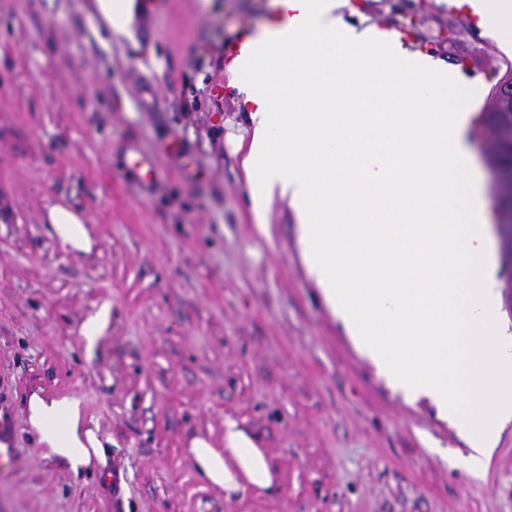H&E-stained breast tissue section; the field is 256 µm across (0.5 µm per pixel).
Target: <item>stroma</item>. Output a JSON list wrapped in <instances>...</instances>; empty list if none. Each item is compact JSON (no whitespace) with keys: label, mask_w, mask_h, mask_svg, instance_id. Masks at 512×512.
Returning <instances> with one entry per match:
<instances>
[{"label":"stroma","mask_w":512,"mask_h":512,"mask_svg":"<svg viewBox=\"0 0 512 512\" xmlns=\"http://www.w3.org/2000/svg\"><path fill=\"white\" fill-rule=\"evenodd\" d=\"M277 0H162L133 38L88 0H0V440L16 471L0 512H512V424L483 479L467 444L408 404L354 348L309 278L287 202L257 214L243 161L253 124L228 67ZM454 0H350L343 27H397L410 50L467 77L468 143L490 183L480 114L512 45ZM153 156L144 188L127 150ZM84 212L90 253L42 215ZM108 309L87 350L81 324ZM71 397L108 448L76 476L43 458L32 394ZM232 418L267 449L278 496L205 485L189 439Z\"/></svg>","instance_id":"stroma-1"}]
</instances>
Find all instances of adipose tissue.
I'll use <instances>...</instances> for the list:
<instances>
[{
  "instance_id": "1",
  "label": "adipose tissue",
  "mask_w": 512,
  "mask_h": 512,
  "mask_svg": "<svg viewBox=\"0 0 512 512\" xmlns=\"http://www.w3.org/2000/svg\"><path fill=\"white\" fill-rule=\"evenodd\" d=\"M347 2L283 0L280 20L235 59L233 73L251 76L239 86L252 110L250 195L259 214L277 199L293 208L309 274L348 336L395 392L429 399L456 426L462 465L480 479L512 422V336L497 323L472 115L456 107L460 74L397 32L337 36ZM43 221L63 248L91 251L78 209L49 204ZM27 412L45 457L76 475L106 465L79 401L35 394ZM187 453L225 494L280 491L267 450L233 419L223 447L196 435Z\"/></svg>"
}]
</instances>
